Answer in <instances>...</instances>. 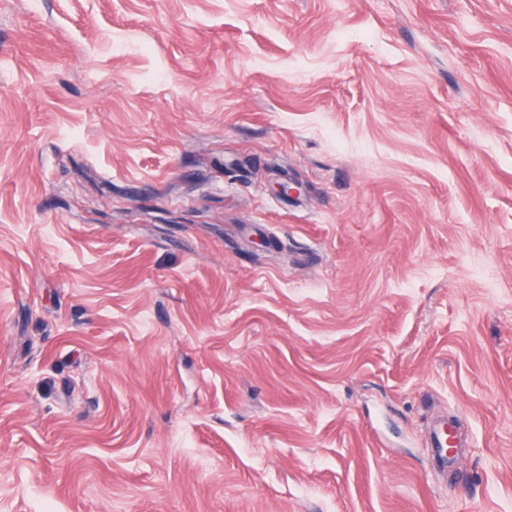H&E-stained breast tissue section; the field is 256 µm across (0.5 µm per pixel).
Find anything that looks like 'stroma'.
Segmentation results:
<instances>
[{
  "label": "stroma",
  "instance_id": "obj_1",
  "mask_svg": "<svg viewBox=\"0 0 512 512\" xmlns=\"http://www.w3.org/2000/svg\"><path fill=\"white\" fill-rule=\"evenodd\" d=\"M0 512H512V0H0ZM448 425L438 428L432 436V448H434V461L442 469L453 468L456 466V458L448 455Z\"/></svg>",
  "mask_w": 512,
  "mask_h": 512
}]
</instances>
